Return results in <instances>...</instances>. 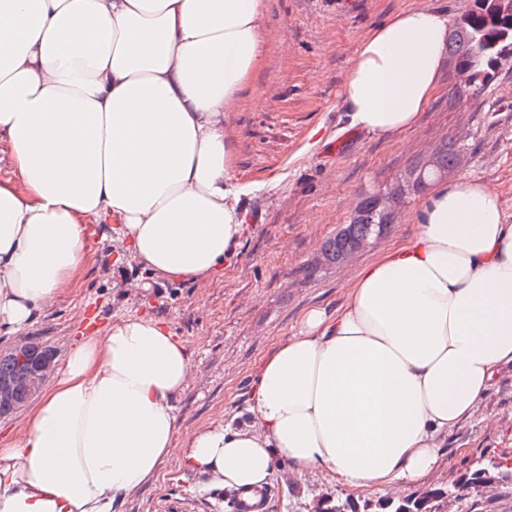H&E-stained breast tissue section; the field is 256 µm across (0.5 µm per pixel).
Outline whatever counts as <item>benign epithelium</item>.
Segmentation results:
<instances>
[{"label":"benign epithelium","mask_w":512,"mask_h":512,"mask_svg":"<svg viewBox=\"0 0 512 512\" xmlns=\"http://www.w3.org/2000/svg\"><path fill=\"white\" fill-rule=\"evenodd\" d=\"M10 352L22 369L9 376H0V406L15 407L37 395L55 368V356L37 339L21 338Z\"/></svg>","instance_id":"benign-epithelium-1"}]
</instances>
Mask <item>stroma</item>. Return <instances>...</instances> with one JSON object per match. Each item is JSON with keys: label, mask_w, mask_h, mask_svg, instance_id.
Instances as JSON below:
<instances>
[{"label": "stroma", "mask_w": 512, "mask_h": 512, "mask_svg": "<svg viewBox=\"0 0 512 512\" xmlns=\"http://www.w3.org/2000/svg\"><path fill=\"white\" fill-rule=\"evenodd\" d=\"M472 0H266L264 59L229 113L231 173L246 186L244 232L224 275L195 288L151 282L131 297L128 282L145 279L126 253L88 227L92 251L82 281L26 331L64 359L86 333L88 320L105 325L138 311L167 320L189 343L196 365L176 401L181 434L211 423L249 417L251 379L263 357L291 335L312 306L336 310L346 281L380 253L413 235L420 197L407 195L382 237L338 266L324 265L322 243L347 224L366 196L394 185L408 168L443 142L466 151L449 179L468 174L501 196L512 222V58L489 84L455 97L461 77L444 66L438 90L416 123L388 137L351 132L342 89L361 39L396 13L425 7L457 20ZM446 456L428 485L444 488L481 456L512 459V370H503L481 411L449 434ZM265 512H308L324 493L355 500L395 496L393 488L351 493L318 474L300 478L277 463ZM233 512L225 489L204 485L179 457L128 497L117 512ZM452 512H512V475L487 490H468Z\"/></svg>", "instance_id": "1"}]
</instances>
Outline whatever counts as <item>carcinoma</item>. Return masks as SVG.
Instances as JSON below:
<instances>
[{"label": "carcinoma", "mask_w": 512, "mask_h": 512, "mask_svg": "<svg viewBox=\"0 0 512 512\" xmlns=\"http://www.w3.org/2000/svg\"><path fill=\"white\" fill-rule=\"evenodd\" d=\"M512 56V12H496L494 0H474L473 8L460 16L448 31V62L455 70L469 75V85L485 86L491 79L492 71L499 61ZM462 150L443 144L434 152L435 166L428 161H418L407 177L399 182L390 201L371 195L366 197L354 212L353 224L348 233H336L326 239L321 254L328 264L343 262L350 250V240L383 235L393 223L395 212L402 196L406 193L423 191L431 179L421 180V172L446 173L460 163ZM493 459L481 458L467 471L457 486L448 487L453 493L459 489H478L481 472L492 465ZM381 512H417L416 498L409 496L388 500L381 504Z\"/></svg>", "instance_id": "cac0c4a2"}]
</instances>
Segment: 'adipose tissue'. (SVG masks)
Segmentation results:
<instances>
[{"label":"adipose tissue","mask_w":512,"mask_h":512,"mask_svg":"<svg viewBox=\"0 0 512 512\" xmlns=\"http://www.w3.org/2000/svg\"><path fill=\"white\" fill-rule=\"evenodd\" d=\"M265 0H0V335L80 281L87 227L111 225L152 277L201 285L240 245L227 112L263 59ZM448 18L398 12L364 36L351 127H412L438 89ZM414 234L362 266L336 312L313 307L265 355L251 421L180 436L195 366L164 323L83 337L0 442V512H116L172 455L251 493L276 461L353 491L422 485L442 440L512 367V223L497 191L437 183Z\"/></svg>","instance_id":"1"}]
</instances>
